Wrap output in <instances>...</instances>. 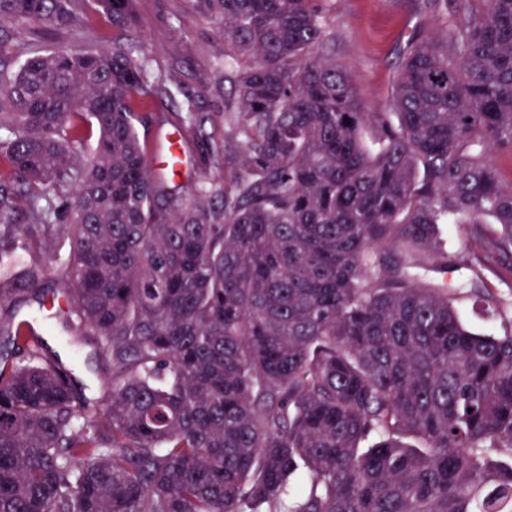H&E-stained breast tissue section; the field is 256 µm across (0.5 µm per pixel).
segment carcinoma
<instances>
[{
  "label": "carcinoma",
  "instance_id": "1",
  "mask_svg": "<svg viewBox=\"0 0 512 512\" xmlns=\"http://www.w3.org/2000/svg\"><path fill=\"white\" fill-rule=\"evenodd\" d=\"M326 2L207 0L238 137L185 194L148 164L138 112L164 89L127 44L35 46L0 77V512H512V314L414 273L484 217L477 247L512 266L491 159L512 152V0H437L443 37L406 44L389 112L315 53ZM90 11L137 23L136 0H0V27ZM188 112L182 135L212 138ZM26 234L67 249L58 287L16 268ZM49 296L106 400L17 319ZM460 318L468 327L479 332H490L499 327L497 316L478 309H472L468 301H464L460 305Z\"/></svg>",
  "mask_w": 512,
  "mask_h": 512
}]
</instances>
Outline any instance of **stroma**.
Wrapping results in <instances>:
<instances>
[{
  "instance_id": "obj_1",
  "label": "stroma",
  "mask_w": 512,
  "mask_h": 512,
  "mask_svg": "<svg viewBox=\"0 0 512 512\" xmlns=\"http://www.w3.org/2000/svg\"><path fill=\"white\" fill-rule=\"evenodd\" d=\"M328 5L329 35L319 47V54L353 75L371 111H388L402 49L417 34L441 35L443 26L438 12L427 0H329ZM137 14L139 25L130 32L107 26L97 18L79 21L67 31L40 23L6 26L4 32L14 53L7 69L17 70L34 41L52 50L99 37L124 43L140 41L152 76L167 88L166 94L157 96L141 114L138 130L148 157L164 152L168 134L182 123L187 107L208 113L211 118L213 142L191 141L182 150L181 173L175 181L188 191L200 181L202 160L212 144H223L230 132L224 112L232 103L233 92L224 79L221 19L195 5L194 0H137ZM493 230L489 223L448 228L447 249L463 255L464 263L448 268L429 264L420 269V276L466 291L482 282L496 298L512 302L511 268L499 263L485 267L479 281L473 280L469 271L470 265L483 259L482 252L472 246L474 237L490 236ZM25 317L71 362L83 396L97 402L108 395L110 383L90 363V347L67 340L59 308H33L27 310Z\"/></svg>"
}]
</instances>
